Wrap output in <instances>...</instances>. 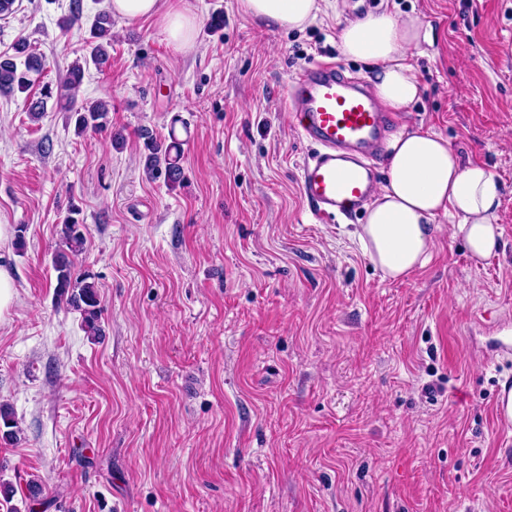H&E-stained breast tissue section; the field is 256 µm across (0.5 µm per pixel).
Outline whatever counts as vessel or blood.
I'll return each instance as SVG.
<instances>
[{
  "label": "vessel or blood",
  "mask_w": 512,
  "mask_h": 512,
  "mask_svg": "<svg viewBox=\"0 0 512 512\" xmlns=\"http://www.w3.org/2000/svg\"><path fill=\"white\" fill-rule=\"evenodd\" d=\"M283 106L300 137L315 146L300 171L313 219L328 224L352 214L374 193V161L394 123L393 113L364 82L324 62L295 73ZM495 415L504 428L512 427V387H500Z\"/></svg>",
  "instance_id": "b4317fda"
}]
</instances>
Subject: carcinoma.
<instances>
[{
  "label": "carcinoma",
  "mask_w": 512,
  "mask_h": 512,
  "mask_svg": "<svg viewBox=\"0 0 512 512\" xmlns=\"http://www.w3.org/2000/svg\"><path fill=\"white\" fill-rule=\"evenodd\" d=\"M111 42L112 16L102 12L92 24L90 40H88L90 59L93 63L97 65L106 63V45ZM15 53L25 56V69L18 68L15 58L0 56L1 93H11L16 89L25 91L30 84L29 73L40 71L41 62L38 58L26 53V45H17ZM82 78L83 65L76 62L68 68L65 77L57 85L58 100L69 104L75 133L79 136L89 131L97 132L107 129L109 112L108 105L99 100L87 102L79 107L75 106V96ZM139 137L143 139L145 172L148 177L153 180L162 177L165 184L171 188L180 183L183 178L181 166L183 141L176 136L175 129H170L168 138L163 141L147 129L141 130ZM78 214V209H70L61 224L62 240L76 255L82 252L85 243L82 222L77 218ZM54 269L56 296L65 300L70 307L81 314L83 326L88 335L94 337L100 335L102 306L100 293L95 282L92 281V275L86 272H75L72 261L65 254L55 258ZM18 432L19 428L11 408L1 405L0 437L11 440L17 436Z\"/></svg>",
  "instance_id": "obj_1"
}]
</instances>
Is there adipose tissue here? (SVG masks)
Wrapping results in <instances>:
<instances>
[{
  "mask_svg": "<svg viewBox=\"0 0 512 512\" xmlns=\"http://www.w3.org/2000/svg\"><path fill=\"white\" fill-rule=\"evenodd\" d=\"M113 16L127 22L154 21L175 51L194 45L198 15L193 0H108ZM259 25L301 29L316 20L322 0H239ZM432 39L415 16L384 9L348 22L340 34L347 57L370 63L376 96L391 111L407 112L419 98L418 73L410 48ZM386 178L353 232L382 278L397 280L424 267L439 229L452 218L451 234L481 260L499 250L496 213L502 186L485 164L464 161L443 137L423 130L402 132L389 142Z\"/></svg>",
  "mask_w": 512,
  "mask_h": 512,
  "instance_id": "ef3b65f1",
  "label": "adipose tissue"
}]
</instances>
